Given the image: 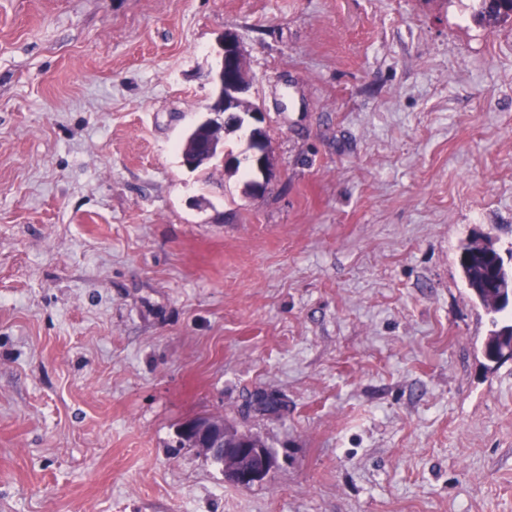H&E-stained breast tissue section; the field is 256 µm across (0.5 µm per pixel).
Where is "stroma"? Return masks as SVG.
Here are the masks:
<instances>
[{
  "label": "stroma",
  "instance_id": "35a3bbf8",
  "mask_svg": "<svg viewBox=\"0 0 512 512\" xmlns=\"http://www.w3.org/2000/svg\"><path fill=\"white\" fill-rule=\"evenodd\" d=\"M474 7L0 0V512H512L457 254L512 246V19ZM229 31L261 193L246 130L182 162ZM201 416L277 467L227 482Z\"/></svg>",
  "mask_w": 512,
  "mask_h": 512
}]
</instances>
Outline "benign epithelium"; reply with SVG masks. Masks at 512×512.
<instances>
[{"mask_svg": "<svg viewBox=\"0 0 512 512\" xmlns=\"http://www.w3.org/2000/svg\"><path fill=\"white\" fill-rule=\"evenodd\" d=\"M222 50V62L217 73L220 93L210 106V111L223 115L233 113L243 120L252 121L248 139L253 150V167L262 176V180L253 182V185L255 192L260 193L273 175V160L263 137L266 131V127L262 126L265 116L259 109L245 107L243 94L247 91V82L244 77L243 49L238 36L232 32L224 34ZM203 127L209 129V134L196 139L191 146L190 168L219 148L225 123L208 119L194 125L196 130ZM177 436L182 443L199 448L208 455L223 456L224 473L240 487L247 488L261 482L277 464L276 455L268 454L267 449L248 432L241 431L232 441H226L222 422L188 420L178 427Z\"/></svg>", "mask_w": 512, "mask_h": 512, "instance_id": "obj_1", "label": "benign epithelium"}]
</instances>
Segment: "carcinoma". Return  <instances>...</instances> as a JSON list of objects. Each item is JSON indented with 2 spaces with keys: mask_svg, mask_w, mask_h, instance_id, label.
<instances>
[{
  "mask_svg": "<svg viewBox=\"0 0 512 512\" xmlns=\"http://www.w3.org/2000/svg\"><path fill=\"white\" fill-rule=\"evenodd\" d=\"M480 21L498 22L512 17V12L492 13L486 0H477L474 13ZM459 268L469 294L492 317L494 329L483 344L487 362L497 364L504 352H512V324L498 326L496 316L512 304V248L496 245L489 235H473L459 247Z\"/></svg>",
  "mask_w": 512,
  "mask_h": 512,
  "instance_id": "obj_1",
  "label": "carcinoma"
}]
</instances>
